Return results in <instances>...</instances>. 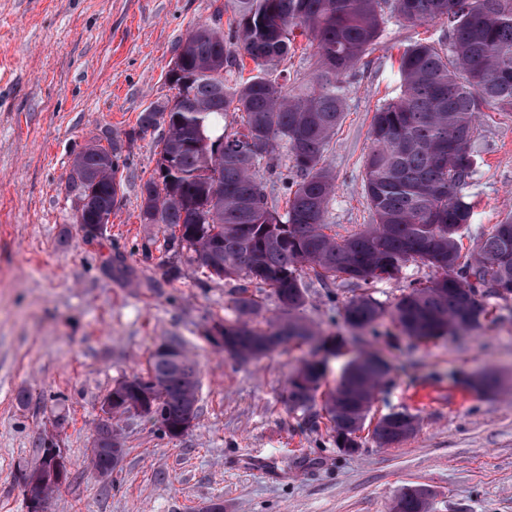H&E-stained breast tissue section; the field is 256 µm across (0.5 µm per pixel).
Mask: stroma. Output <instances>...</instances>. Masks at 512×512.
Here are the masks:
<instances>
[{"instance_id": "stroma-1", "label": "stroma", "mask_w": 512, "mask_h": 512, "mask_svg": "<svg viewBox=\"0 0 512 512\" xmlns=\"http://www.w3.org/2000/svg\"><path fill=\"white\" fill-rule=\"evenodd\" d=\"M213 0H0V512H28L22 475L43 437L70 464L47 512H392L416 487L432 512H512V299L487 294L478 328L433 341L390 320L356 331L343 319L349 285L307 281L300 320L337 352L324 389L372 352L391 365L372 418L405 408L420 418L402 445L365 442L346 455L321 407L289 411L285 384L309 346L235 361L206 338L234 318L232 281L206 278L141 223L140 186L156 167L159 131L137 133L141 112L167 94L173 47L208 21ZM446 26L389 18L376 48L347 75V107L326 160L336 175L333 232L369 221L363 161L378 106L398 92L396 59L410 41L443 47ZM109 137L126 146L120 202L85 237L65 192L74 153ZM474 204L462 232L471 252L512 214V112L485 105L473 140ZM119 259L126 276L109 273ZM181 341L197 364L199 411L179 437L142 417L121 419L125 454L107 480L87 468L100 405L114 384L144 372L157 345ZM495 375L494 394L465 383Z\"/></svg>"}]
</instances>
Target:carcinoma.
<instances>
[{"label": "carcinoma", "instance_id": "obj_1", "mask_svg": "<svg viewBox=\"0 0 512 512\" xmlns=\"http://www.w3.org/2000/svg\"><path fill=\"white\" fill-rule=\"evenodd\" d=\"M232 13L221 23L224 9ZM415 25L446 21L441 51L415 41L399 59V95L379 107L364 161L363 193L371 212L364 229L329 234L326 215L336 180L326 152L346 109L345 76L375 49L385 10ZM313 48L309 71L288 81L280 68L294 52L296 34ZM253 74L239 77L244 58ZM171 94L139 117V132L163 129L156 169L140 191V221L170 230L172 247L210 279L242 282L237 318L224 336L238 352L268 336L271 348L313 339L295 317L306 302L304 278L324 284L368 285L398 277L409 263L433 270L408 286L391 308L372 295L343 302L345 321L362 330L388 317L409 337L433 340L480 325L488 288L512 293V215L493 226L467 256L459 234L472 220L463 190L474 172L473 138L480 107L512 110V0H224L209 22L194 27L173 48ZM232 117L236 130L224 133ZM123 145L91 142L74 153L67 191L74 221L90 237L119 202L116 179ZM285 198L284 212L269 198ZM274 295L281 316L266 328L251 324L260 304L249 287ZM288 377L291 411L311 410L325 367L303 360ZM390 373L375 357L354 359L326 401L336 447L360 448L362 429ZM199 371L185 354H153L146 374L132 383L152 397L147 419L174 436L193 407ZM418 428L406 409L384 415L373 432L381 448L396 447ZM104 447L118 448L112 424L99 420ZM394 512H427V493L405 488Z\"/></svg>", "mask_w": 512, "mask_h": 512}]
</instances>
